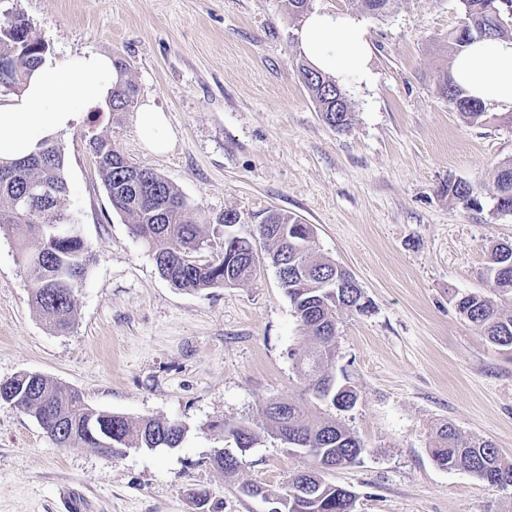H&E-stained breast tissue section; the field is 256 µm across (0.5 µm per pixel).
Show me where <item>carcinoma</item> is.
<instances>
[{
    "mask_svg": "<svg viewBox=\"0 0 512 512\" xmlns=\"http://www.w3.org/2000/svg\"><path fill=\"white\" fill-rule=\"evenodd\" d=\"M492 0H462V27L448 39V48L460 52L477 38L506 37L508 32L490 31L485 26ZM43 43L30 35L20 18L0 22V59L10 63L8 82L21 90L36 67L42 64ZM302 81L324 121L334 129L351 125L352 112L340 100L342 88L336 81L309 65L300 67ZM448 103L469 123L487 119L485 106L463 95L452 79L444 81ZM136 96L130 82H118L112 90L114 111L129 108ZM90 146L98 159L112 208L130 224L132 233L148 248L160 273L175 287L201 290L248 284L257 273L252 241L240 237L233 246L209 262L194 259L201 245L200 223L186 216L187 202L163 177L141 169L127 160L111 141L95 137ZM497 197L512 205V162L493 172ZM448 197L468 208L480 201L469 185L448 182ZM67 182L63 176V154L55 141L45 143L28 158L0 165V228L13 233L20 245L38 240L34 251H22L30 283V301L54 329L66 331L73 321V291L86 273L90 249L79 232V223L65 208ZM256 232L273 245L272 264L312 345L294 355V368L305 383L310 400L272 402L263 415L267 430L283 437L291 451L307 458L309 466L288 481L277 498L283 512H356V496L345 487L329 483L327 470L354 464L366 450L365 444L324 409L352 410L359 400L354 386L336 383V329L342 311L365 314L371 305L362 304V288L347 269L318 257L312 248L313 229L292 215L268 213ZM487 276L497 293L512 299V243L491 248ZM461 316L490 342L512 348V309L494 299L468 294L459 298ZM10 389L0 399L14 404L36 420L62 447L110 448L118 456L128 448H176L184 428L173 421L145 417L136 422L114 413L88 408L82 397L41 375L21 373L9 380ZM240 455L221 450L212 464L233 477L243 466L242 456L253 447L255 431L249 423L224 426ZM440 468L468 472L503 489L512 488V460L484 438L465 436L452 424L440 425L429 448Z\"/></svg>",
    "mask_w": 512,
    "mask_h": 512,
    "instance_id": "carcinoma-1",
    "label": "carcinoma"
}]
</instances>
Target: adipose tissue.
<instances>
[{"mask_svg":"<svg viewBox=\"0 0 512 512\" xmlns=\"http://www.w3.org/2000/svg\"><path fill=\"white\" fill-rule=\"evenodd\" d=\"M297 37L301 55L315 69L339 79L370 78L372 49L356 18L314 10L302 19ZM451 75L466 96L487 106L512 107V39L472 41L458 54ZM117 81L113 61L104 53L85 52L63 67L44 61L20 93L0 104V162L31 155L72 130L84 112L105 108ZM137 125L149 150L167 151L171 132L165 113L144 103Z\"/></svg>","mask_w":512,"mask_h":512,"instance_id":"1","label":"adipose tissue"}]
</instances>
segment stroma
I'll use <instances>...</instances> for the list:
<instances>
[{
    "instance_id": "obj_1",
    "label": "stroma",
    "mask_w": 512,
    "mask_h": 512,
    "mask_svg": "<svg viewBox=\"0 0 512 512\" xmlns=\"http://www.w3.org/2000/svg\"><path fill=\"white\" fill-rule=\"evenodd\" d=\"M310 9L356 16L372 46L371 77L342 87L343 131L326 124L299 68L301 16L287 0H0L63 63L88 50L121 60L122 79L165 112L167 153L143 147L135 109L90 111L61 136L66 208L91 247L74 291L73 325L56 331L29 301L14 236L0 231V381L41 374L94 410L173 420L176 448H131L110 458L59 447L32 417L0 403V512H272L306 465L261 423L270 401L305 399L292 353L311 340L270 262L247 285L188 292L162 278L126 219L113 210L90 138L165 178L206 217L197 257L222 248L225 211L240 232L273 210L314 228L318 256L346 267L372 302L342 313L336 376L360 394L339 419L365 444L359 462L327 471L356 495V512H512V490L431 460L434 424L449 423L512 456V349L491 343L457 312L458 297L494 296L491 245L512 241L496 210L492 174L512 160L511 111L465 122L439 89L456 60L448 35L459 0H397L384 15L351 0ZM471 184L481 206L450 200ZM246 420L255 442L232 478L211 459L233 449L223 425ZM245 483L265 495L241 492Z\"/></svg>"
}]
</instances>
